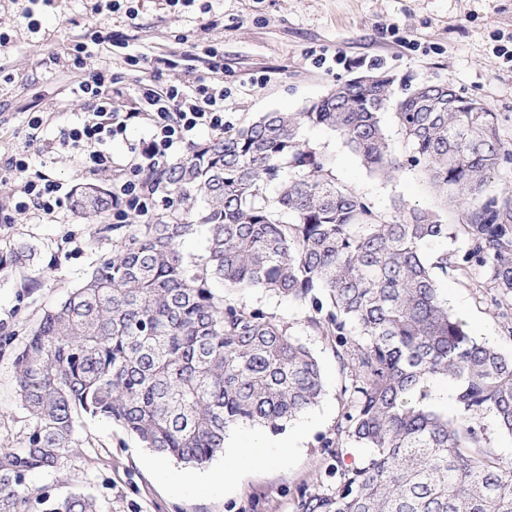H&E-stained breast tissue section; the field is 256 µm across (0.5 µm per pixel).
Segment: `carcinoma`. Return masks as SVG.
Instances as JSON below:
<instances>
[{
	"instance_id": "cac0c4a2",
	"label": "carcinoma",
	"mask_w": 512,
	"mask_h": 512,
	"mask_svg": "<svg viewBox=\"0 0 512 512\" xmlns=\"http://www.w3.org/2000/svg\"><path fill=\"white\" fill-rule=\"evenodd\" d=\"M342 83L299 112H266L195 145L154 179L168 212L151 224H114L112 255L46 311L14 357L17 393L36 420L23 447L0 448V512H99L81 491H34L58 470L80 416L104 419L147 448L191 465L224 451L232 426L278 432L318 403L317 358L290 326L231 295L261 290L308 311L346 370V411L322 447L330 487H302L295 512H512V460L490 445L480 416L512 437V358L471 334L441 297L438 274L475 280L484 303L512 309V189L490 194L512 160L499 114L451 93L453 84ZM393 107L397 150L380 123ZM329 129L367 171L417 167L462 207V223L394 202L389 218L336 184L332 158L299 137ZM74 210L103 219L112 196L77 188ZM203 224L205 255L181 241ZM463 236L465 249L429 261L427 244ZM22 244L0 269L24 265ZM224 285V293L214 283ZM445 377L454 414L425 403ZM347 444L370 449L342 462Z\"/></svg>"
}]
</instances>
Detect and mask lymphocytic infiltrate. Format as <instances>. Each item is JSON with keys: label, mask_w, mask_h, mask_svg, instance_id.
<instances>
[{"label": "lymphocytic infiltrate", "mask_w": 512, "mask_h": 512, "mask_svg": "<svg viewBox=\"0 0 512 512\" xmlns=\"http://www.w3.org/2000/svg\"><path fill=\"white\" fill-rule=\"evenodd\" d=\"M126 40L111 29L95 22L87 25L67 54V63L77 79L68 91L85 100L87 115L62 128L52 142H43L41 132L47 117L43 111L30 112L23 145L0 167V179L15 172L27 173L12 200L13 212H24L38 219L57 220L69 206L70 193L63 183L42 172H31L32 149L45 152L72 150L82 161V172L95 176L112 172L111 223H126L130 216L151 218L162 189L154 178L156 172L172 163L198 132L223 134L228 122L224 116V56L207 48L202 62L205 73L193 89L162 82L164 71L175 67V59L157 55L148 59V79L135 88L124 85V76L104 56L114 49H124ZM133 124L143 125L145 134L128 147L125 163L112 157L111 145L125 135Z\"/></svg>", "instance_id": "1"}]
</instances>
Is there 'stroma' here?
I'll return each instance as SVG.
<instances>
[{"mask_svg": "<svg viewBox=\"0 0 512 512\" xmlns=\"http://www.w3.org/2000/svg\"><path fill=\"white\" fill-rule=\"evenodd\" d=\"M94 4L0 0V32L9 37L0 46V73L14 77L0 84V113L8 118L0 126V163L20 146L17 131L27 112H47L42 136L48 141L87 112L83 100L65 92L74 79L65 60L83 25L94 19L129 36V53L179 58L168 77L188 87L202 69L186 58L190 44L223 52L224 109L238 126L263 112L300 111L337 83L377 69L394 75L397 97L407 83L452 82L499 113L501 139L512 149V66L494 52L498 39L512 38V0H133V18L122 9L94 14ZM321 54L327 61L319 68L314 59ZM300 137L329 154L337 183L376 211L387 213L392 201L402 200L458 223L454 204L420 171L373 175L335 132L305 126ZM31 168L70 187L83 181L79 157L68 152L33 154ZM112 239L100 223L70 211L57 223L16 212L10 223H0V246L23 243L33 250L29 264L0 272V338L12 340L0 349V448L22 447L35 425L16 392V352L42 314L111 255ZM439 285L474 335L512 355V336L471 280L451 272ZM234 299L273 312L311 349L324 378L315 406L277 433L240 426L223 454L199 466L162 457L111 422L83 417L61 471L32 474L30 486L83 491L97 499L100 512H294L299 487L320 490L330 462L321 442L333 436L346 403L339 364L300 306L259 290ZM296 431L302 437L295 453L268 465L267 446ZM243 450L252 452L253 464L236 484L225 485L226 459Z\"/></svg>", "mask_w": 512, "mask_h": 512, "instance_id": "35a3bbf8", "label": "stroma"}]
</instances>
